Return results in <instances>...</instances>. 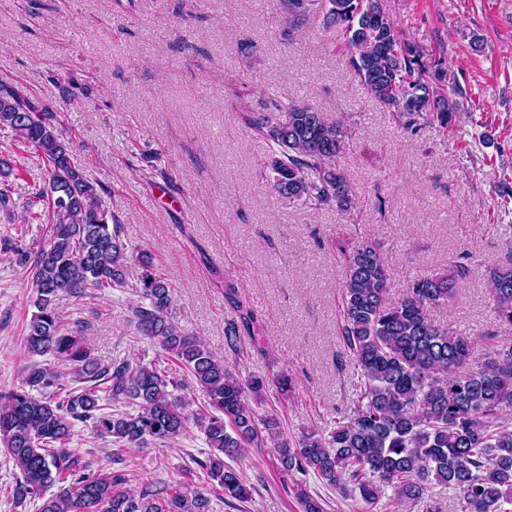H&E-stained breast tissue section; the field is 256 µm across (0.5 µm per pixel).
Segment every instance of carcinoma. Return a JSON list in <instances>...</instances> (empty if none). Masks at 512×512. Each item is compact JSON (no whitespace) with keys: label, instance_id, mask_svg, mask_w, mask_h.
Masks as SVG:
<instances>
[{"label":"carcinoma","instance_id":"obj_1","mask_svg":"<svg viewBox=\"0 0 512 512\" xmlns=\"http://www.w3.org/2000/svg\"><path fill=\"white\" fill-rule=\"evenodd\" d=\"M288 19L323 14L347 49V65L367 95L399 115L412 134L425 124L448 128L459 104L454 71L443 60L424 61L401 38L382 0H282ZM247 121L269 145L261 167L283 198L349 214L356 195L340 166L348 140L342 120L301 103L283 106L263 95ZM0 131L31 147L44 164L45 210L31 220L47 224V242L33 253L22 241L3 239L16 261L29 267L35 311L24 338L28 356L68 366L66 386L47 364L33 366L21 383L0 392V443L19 476L16 504L38 501V512H207L209 499L192 491L202 471L224 495L245 501L240 474L224 464L252 447L271 446L281 471L313 472L343 493L358 494L374 508L393 490L398 504L422 498L432 484L458 491L456 512H512V336H486L490 353L471 359L473 341L435 323L430 310L448 304L470 267L456 262L447 273L411 280L403 297L387 301L388 270L380 249L357 242L344 253L340 324L344 351L360 381L353 407L327 433L310 430L290 443L279 422L261 417L250 396L260 377L232 372L194 336L169 320L172 289L152 254L131 266L121 225L100 203L101 185L77 167L49 106L21 91L0 87ZM14 168L0 151V210L14 207L8 178ZM488 296L499 325L512 330V267L493 268ZM136 288L147 305L137 307L138 332L158 342L162 356L150 365L101 363L79 325L56 307L61 294ZM225 330L236 349L239 327L251 329L250 310ZM176 360L188 377L167 375L163 360ZM207 395L204 409L188 415L176 395L190 386ZM90 423L126 448L148 442L173 444L193 424L213 453L193 459L167 488L136 497L124 489L132 469L119 453L102 469L71 447L76 423ZM300 512H324L323 504L296 485Z\"/></svg>","mask_w":512,"mask_h":512}]
</instances>
